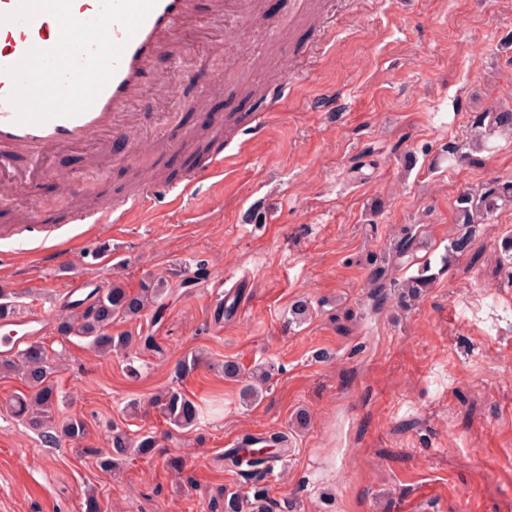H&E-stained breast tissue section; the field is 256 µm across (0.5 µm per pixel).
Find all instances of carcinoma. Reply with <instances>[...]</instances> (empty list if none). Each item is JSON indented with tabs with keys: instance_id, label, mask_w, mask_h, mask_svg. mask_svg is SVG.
<instances>
[{
	"instance_id": "carcinoma-1",
	"label": "carcinoma",
	"mask_w": 512,
	"mask_h": 512,
	"mask_svg": "<svg viewBox=\"0 0 512 512\" xmlns=\"http://www.w3.org/2000/svg\"><path fill=\"white\" fill-rule=\"evenodd\" d=\"M471 128L474 137L485 139L493 134L512 136V108L494 112H481L473 116ZM100 196L89 192L80 198L68 193L62 202L68 209L89 207L96 204ZM512 205V179L495 180L476 189L460 193L455 200V221L459 229L450 239L440 260L443 266H450L452 260L469 252L477 228L487 223L498 210ZM420 230L410 224L401 229L395 239L389 256L368 258L370 266L369 282L374 305H385L392 294L399 293L404 300H414L423 289L435 280L431 262L418 263L416 272L402 280L391 277L392 261L410 262L422 246ZM166 292L164 283L148 279L141 283L139 291L129 293L120 282L108 288H94L91 294L95 301L81 310L69 311L59 318L56 331L63 340L72 337L83 339L99 356H112L123 353L133 346L150 350L155 347L151 336L112 335V324L139 318L150 306L157 308L155 317H160V299ZM58 354L40 340L29 342L15 358L0 359V373H16L25 381L28 393L18 396L11 405L12 412L25 420L34 430L46 428L54 422V414L59 403V392L53 382L58 369ZM199 364L195 356H185L174 366V378L179 380L193 373ZM224 377L243 383L241 396L244 400L258 397V387L266 385L272 378L270 367L257 369L253 375L241 377L239 365L233 361L222 364ZM151 408L158 409L172 426L186 430L194 427L203 417V408L193 398L176 387H169L146 402H132L127 413L136 417ZM87 434L84 419L71 416L63 420L60 438L75 446L81 456L96 458L99 468L107 473L120 471L131 457L150 458L159 447V439L152 433L133 436L121 424H112L107 435V447L82 448L80 443ZM264 443L283 451L288 447V434L277 431L267 437L246 435L237 448L224 454L225 468L240 472L254 479L251 494L242 495L235 491L222 490L220 499L210 501L213 512H284L280 504L271 499L261 482L274 473L275 459L270 452L262 451L258 445Z\"/></svg>"
}]
</instances>
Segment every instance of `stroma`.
I'll use <instances>...</instances> for the list:
<instances>
[{"instance_id":"35a3bbf8","label":"stroma","mask_w":512,"mask_h":512,"mask_svg":"<svg viewBox=\"0 0 512 512\" xmlns=\"http://www.w3.org/2000/svg\"><path fill=\"white\" fill-rule=\"evenodd\" d=\"M196 12L186 58L159 55L150 73L166 75L157 109L180 128L239 116L222 175L184 199L157 197L103 235L62 221L48 239L11 229L37 201L60 205L61 180L117 195L132 176L121 156L93 171L83 154H58L43 180L0 201V288L18 315L48 323L60 416L85 420L89 448L105 447L123 420L161 448L105 473L12 416L9 399L27 387L0 376V512H85L90 490L102 512H211L220 489L252 486L225 469V450L271 431L287 433L288 455L266 489L290 512H512V283L497 247L512 232V206L411 308L370 312L366 263L406 224L421 227V257L439 259L457 232L456 197L512 176L507 139L453 167L443 152L469 138L475 113L512 106V0H364L355 17L326 0L319 27L279 0L264 30L285 31L276 57L288 65L250 71L279 92L267 113L232 89L231 34L212 0H196ZM80 277L130 291L165 280L162 319L149 311L112 327L153 335L155 350L103 357L84 340L61 342L55 297ZM230 288L235 311L214 324ZM299 299L313 308L301 324L290 313ZM192 352L200 365L174 382L175 363ZM228 359L246 372L273 366L256 403L243 404L240 383L217 371ZM176 384L221 401L222 412L188 433L154 410L127 418L129 402ZM301 410L308 421L297 428ZM171 455L191 483L167 468Z\"/></svg>"}]
</instances>
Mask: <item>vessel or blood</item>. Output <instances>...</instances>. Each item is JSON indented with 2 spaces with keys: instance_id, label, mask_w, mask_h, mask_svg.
I'll return each mask as SVG.
<instances>
[{
  "instance_id": "obj_1",
  "label": "vessel or blood",
  "mask_w": 512,
  "mask_h": 512,
  "mask_svg": "<svg viewBox=\"0 0 512 512\" xmlns=\"http://www.w3.org/2000/svg\"><path fill=\"white\" fill-rule=\"evenodd\" d=\"M21 0H0V168L10 170L9 190L21 191L36 182L43 163L60 150H92L99 164L111 160V143L115 136L127 135L133 156L147 150L136 131L156 119L153 112L154 93L144 82L155 56L162 50H179L182 33L195 20L194 0H157L135 34L114 22L109 26L111 39L123 50L115 71L104 85L93 105L84 113L59 117L41 124L21 123L7 97L12 81L5 70L18 64L31 49L53 48L56 37L51 29L57 20L48 13L35 15L28 21H2V14L14 11ZM25 165H18V158ZM165 181L152 176L140 178L124 196L111 203L88 210L74 211L75 224H124L136 210L145 209L157 192L166 190ZM94 280L78 278L58 297L59 308L68 309L86 302L95 288ZM46 329L44 318L29 314L0 322V354L14 356L21 352L31 337Z\"/></svg>"
}]
</instances>
